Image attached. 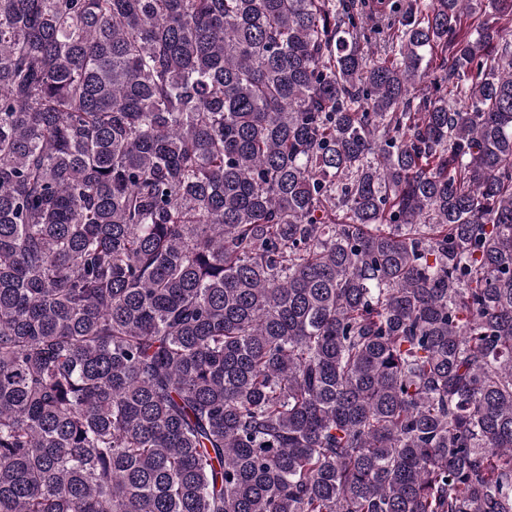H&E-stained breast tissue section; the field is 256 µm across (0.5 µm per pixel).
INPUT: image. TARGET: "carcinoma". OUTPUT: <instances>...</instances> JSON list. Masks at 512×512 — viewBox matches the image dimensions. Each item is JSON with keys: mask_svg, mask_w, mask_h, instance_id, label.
<instances>
[{"mask_svg": "<svg viewBox=\"0 0 512 512\" xmlns=\"http://www.w3.org/2000/svg\"><path fill=\"white\" fill-rule=\"evenodd\" d=\"M0 0V512H512V0Z\"/></svg>", "mask_w": 512, "mask_h": 512, "instance_id": "obj_1", "label": "carcinoma"}]
</instances>
